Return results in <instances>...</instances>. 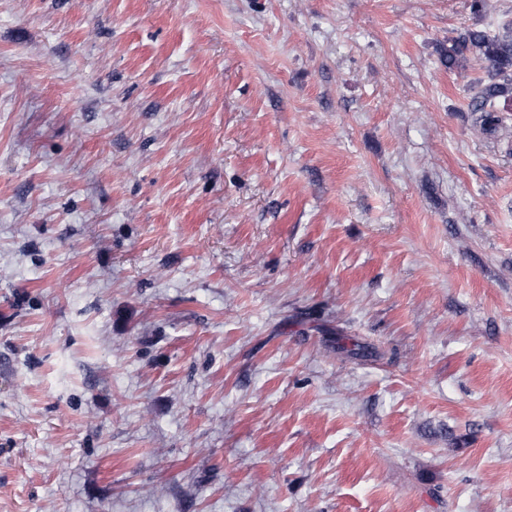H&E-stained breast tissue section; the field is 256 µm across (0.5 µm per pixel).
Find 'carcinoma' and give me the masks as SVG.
I'll use <instances>...</instances> for the list:
<instances>
[{
	"instance_id": "1",
	"label": "carcinoma",
	"mask_w": 512,
	"mask_h": 512,
	"mask_svg": "<svg viewBox=\"0 0 512 512\" xmlns=\"http://www.w3.org/2000/svg\"><path fill=\"white\" fill-rule=\"evenodd\" d=\"M469 54L487 70V79L472 96L470 109L482 113L484 129L492 130L498 124L496 103L512 100V25L502 26L493 35L476 28L466 30L442 50L441 63L452 70L463 66Z\"/></svg>"
}]
</instances>
